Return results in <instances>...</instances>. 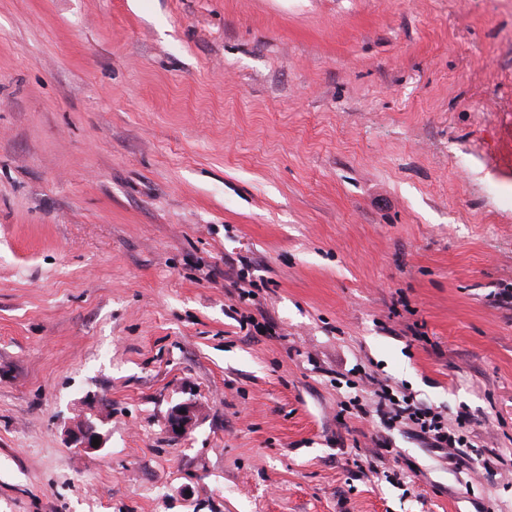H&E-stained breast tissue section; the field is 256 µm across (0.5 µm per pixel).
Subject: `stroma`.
Here are the masks:
<instances>
[{
    "label": "stroma",
    "instance_id": "35a3bbf8",
    "mask_svg": "<svg viewBox=\"0 0 512 512\" xmlns=\"http://www.w3.org/2000/svg\"><path fill=\"white\" fill-rule=\"evenodd\" d=\"M511 290L512 0H0V512H512ZM375 384L378 385L374 390L376 412L384 419L387 427L411 425L419 437L430 440L433 448L468 447L466 439L457 430L448 427V414L443 410L419 403L405 393L399 396L388 385ZM199 412V405L196 402L189 401L174 406L166 419V428L174 436L187 434L195 424ZM181 428V432H177ZM106 423H108L107 417L101 415L94 419L79 415L68 427L69 447L77 448L86 453L103 450L108 437V433L103 428ZM93 438H98L100 445L93 447Z\"/></svg>",
    "mask_w": 512,
    "mask_h": 512
}]
</instances>
